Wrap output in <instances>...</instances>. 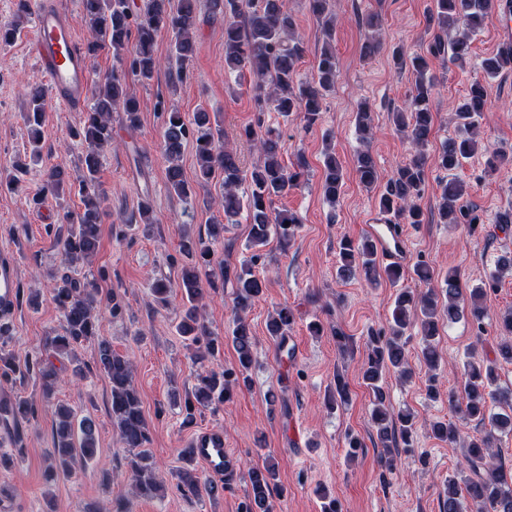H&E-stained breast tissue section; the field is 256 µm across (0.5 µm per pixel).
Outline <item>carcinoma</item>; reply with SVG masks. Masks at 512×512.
Instances as JSON below:
<instances>
[{
    "label": "carcinoma",
    "mask_w": 512,
    "mask_h": 512,
    "mask_svg": "<svg viewBox=\"0 0 512 512\" xmlns=\"http://www.w3.org/2000/svg\"><path fill=\"white\" fill-rule=\"evenodd\" d=\"M31 0H16V20L0 26V45L11 44L21 31V19L31 14ZM310 13L324 21L327 36H332L335 16L330 11V0H307ZM429 11L428 28L432 40L428 52L440 56L451 52V61L463 68L470 63L471 40L486 24L493 7V0H433ZM88 18L92 39L86 46L88 57L101 51L112 53V69L97 75L91 89L92 105L81 123L70 130V138L81 147L79 173L76 176L57 163L45 171L46 187L59 195L74 189L83 197L84 209L78 224L71 228L62 240V264L73 268L80 262L96 255L100 245V224L103 215L104 193L100 190L97 175L102 166L104 153L112 148V113H122L125 127L134 131L140 124V104L127 91L130 76L149 81L165 66L176 82L186 77V63L194 54L193 33L198 20L197 0H179L171 9L170 0H141L135 5L130 0H82ZM213 9L224 15V69L239 79L250 78L255 104L254 124L244 129L247 140L256 143L264 161L250 173H244L239 158L224 147L223 134L212 128L210 114L204 108L192 116L174 109L161 107L163 128V153L167 161L168 187L180 197L194 193L184 177L180 157L185 143L195 144L197 160L196 184L203 187L216 175H222L224 194L222 207L227 223H236L235 217L247 213L251 224L250 248L253 252L234 273L232 344L237 354V369H205L197 374L196 383L186 395V418L192 417L195 406L209 407L230 399L233 389L247 382L253 364V337L246 322V311L261 298L265 279L256 268L263 255L260 249L270 237H275L284 250L293 242L299 219L290 211L271 208L273 198L282 195L296 185L306 165L298 157L296 168L285 167L278 159L281 145L278 134L265 126L267 112H299L305 122L315 124L322 112L326 92L336 83L339 73L336 54L325 45L318 56V79L312 83L296 81L297 66L305 53L304 42L295 33V21L288 11L285 0H211ZM174 35L171 55L161 60L155 54V44L163 31ZM397 69L408 67L414 76L407 104L392 112L396 130L402 133L416 149L409 162L398 166L387 179L379 197V207L387 214L404 217L410 224H423L425 214L417 204L426 185L428 164L448 172L443 184L438 213L445 223L464 224L469 232L476 231L481 223L476 211L464 204V182L455 177L462 160L478 149L479 121L487 103L483 82L476 80L469 88L465 103L457 110L461 134L446 141L433 161L424 153L433 127V113L429 102L437 78L429 73L426 59L421 55L404 57L396 50L392 56ZM483 73L488 78L498 76L504 70H512V49L501 51L484 59ZM48 103L47 92L32 87L27 92L25 119L32 131L30 161L41 160L40 131L42 114ZM355 174L359 181L372 187L379 181V174L371 154L361 151L356 156ZM249 180L250 194L238 193L243 180ZM344 179L342 165L332 152L325 155L322 190L327 199L334 202ZM224 237V225L211 224L207 237L183 232L179 251L188 259L181 271L178 283L158 280L153 292L160 300L178 288L186 303L183 304L177 324L178 333L191 341L201 356H215L221 350V342L211 336L200 313L203 298L202 277H208L210 286L215 280H223L229 271L213 273L212 245ZM342 278L360 276L370 283L384 279L393 285L405 278L400 267L377 265L376 251L371 240L359 245L343 239L339 245ZM499 274L494 272L482 285L471 290L469 309L459 306L462 295L454 273L446 278L447 301L438 307V297L433 289L416 294L404 288L396 296L391 313L390 336L376 335L370 338V353L362 367V376L371 388L375 406L372 422L376 436L383 447L401 443L412 447L415 432V415L409 410L391 414L386 405V394L380 382L386 370L392 368L399 376L410 374L403 337L415 326H420L423 342L422 356L429 370L437 368L440 356L435 343L439 322H454L467 318L482 326L488 316L483 298L496 289ZM100 289L96 281L78 279L68 274L55 277L52 299L63 314V333L49 336L46 349L55 355L70 354L78 346L94 339L98 332L97 304ZM293 322V313L287 307L275 312L267 324L268 333L285 345L287 330ZM500 341L497 354L512 362V311L499 321ZM99 369L111 384L112 421L119 429L126 447L134 450L128 461L133 489L149 497L160 487L151 456L144 450L148 442V426L141 409V402L132 381V364L123 355L112 350L105 340L98 341ZM32 377L39 380L44 398L55 394L60 381L59 369L48 357L34 356L19 361L0 355V381L13 382ZM448 403L462 414L463 419L489 425V430L472 437L466 444L465 459L469 474L458 482L448 480V491L443 500V512H469L462 502L459 484H464L468 498L476 505L475 512H512V472L503 467L495 448L496 434L512 432V389L497 385L495 366L490 361L470 360L464 364L460 390L448 394ZM36 408L26 399L12 401V419L27 420L34 416ZM432 433L454 442L459 428L453 422H435ZM80 437H75L72 421H62L54 436L53 447L46 455L48 477L57 472L71 475L75 465L92 460L97 454L94 422L85 417L79 422ZM185 466L178 471L180 486L193 495L218 492V484L202 477L194 467L190 450H181ZM278 471V464L271 457L260 466L249 470L250 489L242 502L240 512H270V495Z\"/></svg>",
    "instance_id": "1"
}]
</instances>
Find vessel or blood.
<instances>
[{"mask_svg": "<svg viewBox=\"0 0 512 512\" xmlns=\"http://www.w3.org/2000/svg\"><path fill=\"white\" fill-rule=\"evenodd\" d=\"M30 50L45 74L54 99L72 112L82 111L87 103L91 74L78 48L70 16L54 0H38ZM381 258L390 265H403L409 256L403 233L389 224L368 228ZM18 266L12 252L0 250V320L12 317L17 307ZM196 457L212 476L224 474L229 454L224 435L214 430L196 434L192 443Z\"/></svg>", "mask_w": 512, "mask_h": 512, "instance_id": "1", "label": "vessel or blood"}]
</instances>
